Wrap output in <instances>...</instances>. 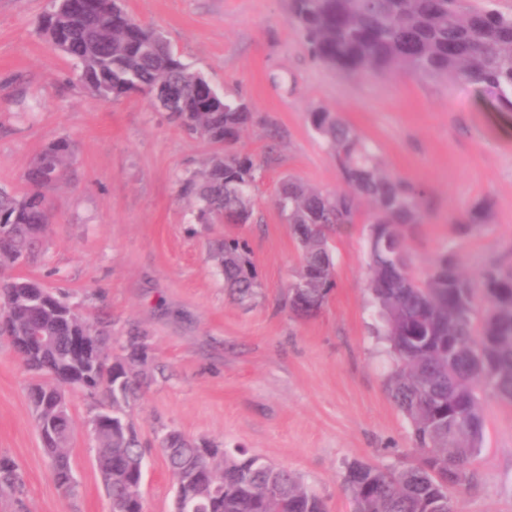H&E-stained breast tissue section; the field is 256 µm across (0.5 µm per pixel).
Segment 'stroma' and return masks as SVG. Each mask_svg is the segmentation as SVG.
Returning <instances> with one entry per match:
<instances>
[{
    "instance_id": "35a3bbf8",
    "label": "stroma",
    "mask_w": 512,
    "mask_h": 512,
    "mask_svg": "<svg viewBox=\"0 0 512 512\" xmlns=\"http://www.w3.org/2000/svg\"><path fill=\"white\" fill-rule=\"evenodd\" d=\"M55 5L0 0V186L24 193L32 160L54 140L72 143L67 179L49 195L41 252L19 274L82 316L108 319L114 336L133 326L148 334L147 379L131 410L145 443L146 512H174L157 445L169 430L288 467L327 512H353L341 486L345 463L388 466L412 453L411 424L388 395L393 361L367 290V220L337 232L336 286L318 314L296 317L288 286L299 249L276 205L279 183L292 176L341 186L331 151L307 122L316 108L338 113L386 172L426 192L427 219L407 237L415 272L455 243L474 275L512 248V112L444 80L336 73L304 49L290 0H124L133 18L253 113L234 150L256 165L255 221L201 224L180 184L214 146L182 132L149 97L106 103L83 89L76 61L37 29ZM485 199V230L458 237L457 218ZM227 235L248 240L257 267L259 286L244 300L212 257ZM32 381L0 335V457L22 476L19 492L0 495V512H112L91 434L103 396H69L75 486L66 491L35 427ZM483 405L475 482L455 492L456 510L512 512V405L489 397Z\"/></svg>"
}]
</instances>
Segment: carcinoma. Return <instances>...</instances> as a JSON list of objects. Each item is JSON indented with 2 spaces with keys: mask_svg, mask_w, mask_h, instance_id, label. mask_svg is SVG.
Instances as JSON below:
<instances>
[{
  "mask_svg": "<svg viewBox=\"0 0 512 512\" xmlns=\"http://www.w3.org/2000/svg\"><path fill=\"white\" fill-rule=\"evenodd\" d=\"M290 12L308 54L342 75L404 71L443 78L478 88L512 111V15L492 0L476 10L463 0H290ZM38 30L79 63L80 83L106 102L171 91L173 122L218 148L201 173L181 184L196 220L252 223L256 166L247 156L219 152L237 143L250 122L246 104L201 82L161 33L128 16L122 0H61L39 19ZM307 121L331 150L344 185L323 190L294 177L280 184L278 210L301 251L290 308L299 317L320 310L335 287L336 230L357 223L368 205V287L377 335L395 360L387 390L410 420L418 455L415 464L392 467L353 461L344 490L355 512H456L453 494L472 483V463L483 447V398L512 404V260H492L473 278L457 248L446 245L425 274H416L406 231L425 221L422 187L383 171L369 144L337 113L314 109ZM71 152L67 140L52 142L25 171L26 193L0 188V269L24 264L38 251L51 220L47 193L64 183ZM490 211L487 199L469 208L457 223L459 236L478 234ZM214 259L238 298L253 295L259 283L245 239L224 238ZM37 287L23 278L0 280V335L11 338L28 371L42 376L28 399L43 445L55 454L53 479L72 490L68 448H51L43 431L58 412H70L61 389V378L69 376L77 390L107 399L101 415L112 418V438L97 455L111 475L112 512H140L137 488L146 461L130 410L142 387L140 368L149 361L147 336L128 331L115 353L105 321L76 313L68 320L70 306L49 289H41L38 304H18L23 289ZM34 330L58 337L56 344L30 346L26 336ZM158 447L183 512H326L299 474L244 448L228 450L177 431L160 437ZM19 484L17 465L0 458V493Z\"/></svg>",
  "mask_w": 512,
  "mask_h": 512,
  "instance_id": "1",
  "label": "carcinoma"
}]
</instances>
